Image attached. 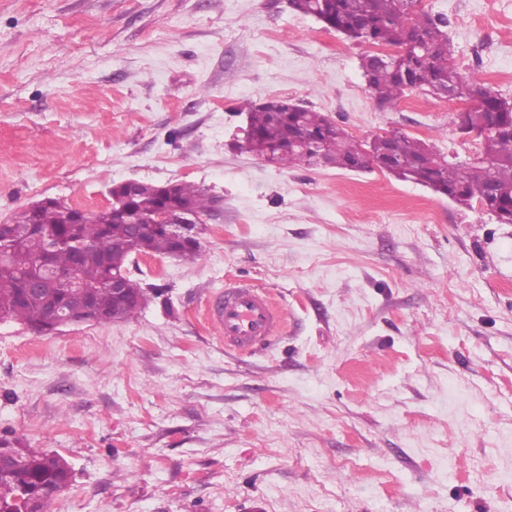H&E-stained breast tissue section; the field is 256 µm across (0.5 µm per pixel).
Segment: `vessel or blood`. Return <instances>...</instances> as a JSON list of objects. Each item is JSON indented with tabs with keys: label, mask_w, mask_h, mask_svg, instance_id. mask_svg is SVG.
<instances>
[{
	"label": "vessel or blood",
	"mask_w": 512,
	"mask_h": 512,
	"mask_svg": "<svg viewBox=\"0 0 512 512\" xmlns=\"http://www.w3.org/2000/svg\"><path fill=\"white\" fill-rule=\"evenodd\" d=\"M207 319L226 344L252 352L270 345L284 313L267 292L249 284L226 287Z\"/></svg>",
	"instance_id": "vessel-or-blood-1"
}]
</instances>
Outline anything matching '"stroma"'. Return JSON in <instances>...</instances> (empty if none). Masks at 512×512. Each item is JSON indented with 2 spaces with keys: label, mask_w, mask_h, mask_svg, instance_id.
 Returning a JSON list of instances; mask_svg holds the SVG:
<instances>
[{
  "label": "stroma",
  "mask_w": 512,
  "mask_h": 512,
  "mask_svg": "<svg viewBox=\"0 0 512 512\" xmlns=\"http://www.w3.org/2000/svg\"><path fill=\"white\" fill-rule=\"evenodd\" d=\"M452 63L512 101V0H423ZM288 0H0V222L113 183L222 201L194 263L142 256L127 322H0V431L73 469L52 512H512V224L377 171L234 148L288 99L365 142L464 161L455 102L366 89L368 52ZM286 314L265 350L203 312L225 286Z\"/></svg>",
  "instance_id": "1"
}]
</instances>
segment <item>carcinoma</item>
I'll list each match as a JSON object with an SVG mask.
<instances>
[{"label": "carcinoma", "instance_id": "1", "mask_svg": "<svg viewBox=\"0 0 512 512\" xmlns=\"http://www.w3.org/2000/svg\"><path fill=\"white\" fill-rule=\"evenodd\" d=\"M289 5L298 14L319 16L326 28L357 44L399 49L411 41L415 30H424L426 40L410 69L411 76H403L400 67L374 52L376 61L370 63L367 90L382 106H394L415 90L430 93L445 83L459 101L480 94L481 103L467 114V120L472 127L488 131L482 139L486 160L452 161L424 141L397 131L395 156L404 166L393 170L391 176L403 182L421 176L431 183L430 189L455 199L461 207L488 201L498 212V223L512 224V102L467 80L449 63L446 22L426 11L414 13L409 5H400L397 0H289ZM248 119L251 139L247 150L262 155L273 149L274 162L287 168L314 165L312 154L289 145L293 133L321 135L319 151L325 165L342 170L348 169V162L366 147L324 113L284 99L248 105ZM123 189L121 183L113 185L111 206L83 216L79 223L76 208L49 199L0 224V244L12 248L5 262H0V320L39 327L46 322L50 305L69 302L72 288L66 277L42 280L38 299L25 296L26 285L43 259L50 258L62 270L72 265L73 256L67 248L50 249L52 235L60 231L71 233L85 246L78 278L93 290L94 304L108 314L111 322L136 317L151 299L148 289L132 279L128 280L125 299L114 296L107 285L112 276V258L122 257L128 262L139 255L174 256L195 262L202 257L200 247L178 243L163 227H154L142 236L133 234L126 218L112 214V206L119 203L125 212L137 216L162 207L207 214L216 203L214 196L187 182H142L130 197ZM12 443L18 445L24 466L18 474L0 475V512H19L26 507L27 491L42 485H52L56 492L41 495L36 512H52L56 494L72 482L70 463L58 453L30 448L8 432L0 434L1 446Z\"/></svg>", "mask_w": 512, "mask_h": 512}]
</instances>
